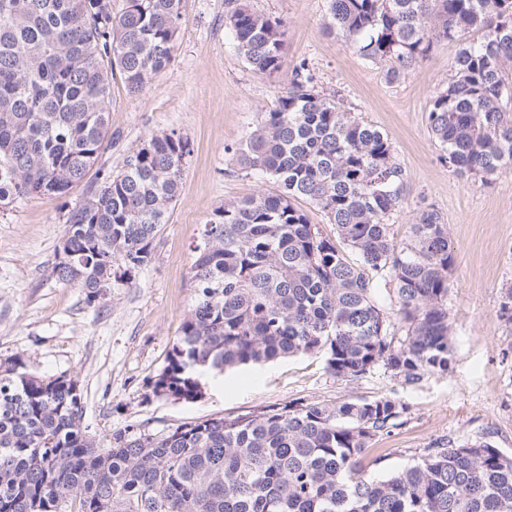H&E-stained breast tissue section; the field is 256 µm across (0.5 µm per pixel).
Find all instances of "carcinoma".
Instances as JSON below:
<instances>
[{
	"label": "carcinoma",
	"mask_w": 512,
	"mask_h": 512,
	"mask_svg": "<svg viewBox=\"0 0 512 512\" xmlns=\"http://www.w3.org/2000/svg\"><path fill=\"white\" fill-rule=\"evenodd\" d=\"M226 24L253 70L281 71L288 29L234 0ZM181 0H0V206L64 196L112 144L109 88L137 94L171 64ZM327 28L393 82L438 39L460 45L432 99L429 133L451 171L487 183L512 158V0H326ZM193 148L150 135L118 172L98 168L66 214L50 275L88 303L147 266L183 188ZM273 193L226 200L203 225L198 298L156 397L192 401L201 376L322 353L357 379L382 367L406 384L453 360L448 289L454 246L433 208L403 236L406 201L388 135L317 89L297 65L276 106L232 150ZM334 226L324 236L296 205ZM394 285L389 302L376 284ZM406 406L391 397L290 402L164 433L127 426L103 447L83 427L66 375L0 361V512H512V456L487 441H450L385 478L363 459Z\"/></svg>",
	"instance_id": "obj_1"
}]
</instances>
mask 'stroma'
<instances>
[{
  "label": "stroma",
  "mask_w": 512,
  "mask_h": 512,
  "mask_svg": "<svg viewBox=\"0 0 512 512\" xmlns=\"http://www.w3.org/2000/svg\"><path fill=\"white\" fill-rule=\"evenodd\" d=\"M282 19L288 47L278 75L255 72L238 53L225 21L228 0H182L174 59L138 94L120 77L110 84L112 144L99 164L118 170L154 133L186 136L193 154L183 189L148 266L90 305L80 288L50 275L65 234V212L95 183V172L63 197L34 194L0 208V359L21 356L28 372L67 375L84 394L83 425L101 444L134 425L149 433L209 418L236 416L291 401L333 405L392 396L407 407L401 423L373 442L363 464L383 477L448 441L482 439L512 454V322L500 307L512 289V168L491 184L449 170L426 115L448 83L457 43L435 44L428 60L396 82L385 64L364 60L325 27V0H248ZM320 90L339 93L358 117L385 132L406 173V201L394 224L435 208L454 244L448 291L452 368L415 385L377 370L336 378L320 354L281 358L214 375L193 401L153 396L149 384L166 365L195 301L192 266L203 225L227 200L274 191L272 181L238 170L229 154L264 112L274 108L300 62Z\"/></svg>",
  "instance_id": "35a3bbf8"
}]
</instances>
